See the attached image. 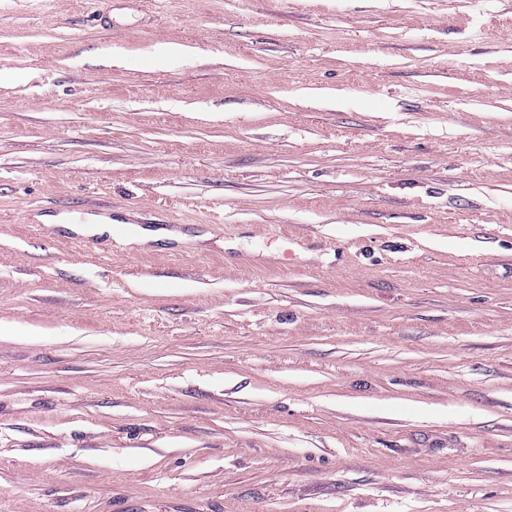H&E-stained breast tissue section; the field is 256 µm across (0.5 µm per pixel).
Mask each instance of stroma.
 <instances>
[{
  "label": "stroma",
  "instance_id": "obj_1",
  "mask_svg": "<svg viewBox=\"0 0 512 512\" xmlns=\"http://www.w3.org/2000/svg\"><path fill=\"white\" fill-rule=\"evenodd\" d=\"M2 326L0 512H512V0H0Z\"/></svg>",
  "mask_w": 512,
  "mask_h": 512
}]
</instances>
